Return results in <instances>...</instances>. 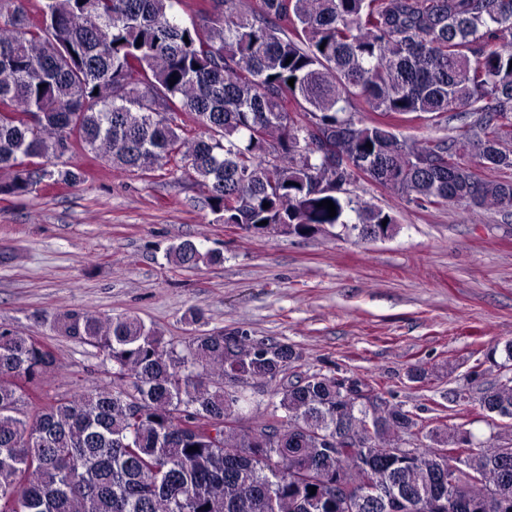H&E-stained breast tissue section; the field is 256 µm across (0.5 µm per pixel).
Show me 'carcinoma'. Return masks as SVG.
Wrapping results in <instances>:
<instances>
[{
  "mask_svg": "<svg viewBox=\"0 0 512 512\" xmlns=\"http://www.w3.org/2000/svg\"><path fill=\"white\" fill-rule=\"evenodd\" d=\"M174 2L38 0L30 12L0 0L1 195L81 182L56 163L81 150L120 173H184L249 235L306 238L350 210L358 239L367 224L391 237L389 213L348 196L360 172L420 208L512 215V180L465 161L512 169V0H203L202 26L180 23ZM356 99L385 120H355ZM456 112L462 130L431 140L391 123ZM169 258L224 262L191 240ZM62 333L96 347L112 379L47 395L30 415L26 386L58 361L0 329V512H378L380 487L405 502L396 512L437 499L445 512H512V450L459 456L472 438L446 425L419 443V416L374 378H291L293 346L240 329L179 350L136 317L73 311ZM476 400L512 420V378Z\"/></svg>",
  "mask_w": 512,
  "mask_h": 512,
  "instance_id": "obj_1",
  "label": "carcinoma"
}]
</instances>
